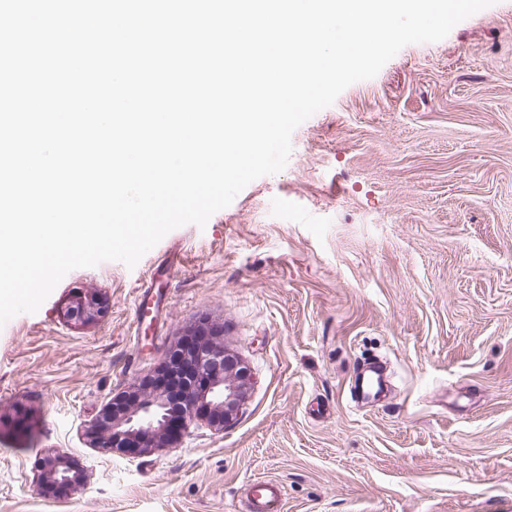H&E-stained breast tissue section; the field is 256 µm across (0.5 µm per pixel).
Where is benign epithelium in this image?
<instances>
[{"instance_id": "1", "label": "benign epithelium", "mask_w": 512, "mask_h": 512, "mask_svg": "<svg viewBox=\"0 0 512 512\" xmlns=\"http://www.w3.org/2000/svg\"><path fill=\"white\" fill-rule=\"evenodd\" d=\"M105 311V301L99 296L80 295L67 307L65 316L88 324L99 320ZM222 336V330L207 320L190 328L158 370L161 375L179 374L185 379L178 406L140 380L103 408L89 432L91 443L134 455L177 443L199 418L224 430L245 400L251 374L240 357L224 350ZM36 468L42 493L73 494L83 484L81 473L60 452L43 455Z\"/></svg>"}]
</instances>
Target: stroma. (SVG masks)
Instances as JSON below:
<instances>
[{
  "instance_id": "35a3bbf8",
  "label": "stroma",
  "mask_w": 512,
  "mask_h": 512,
  "mask_svg": "<svg viewBox=\"0 0 512 512\" xmlns=\"http://www.w3.org/2000/svg\"><path fill=\"white\" fill-rule=\"evenodd\" d=\"M88 292L106 315L68 322ZM202 319L251 369L233 422L91 447L102 408ZM55 450L84 474L63 499L37 490ZM264 477L284 512H512V0L350 85L206 226L72 270L0 327V512H247Z\"/></svg>"
}]
</instances>
